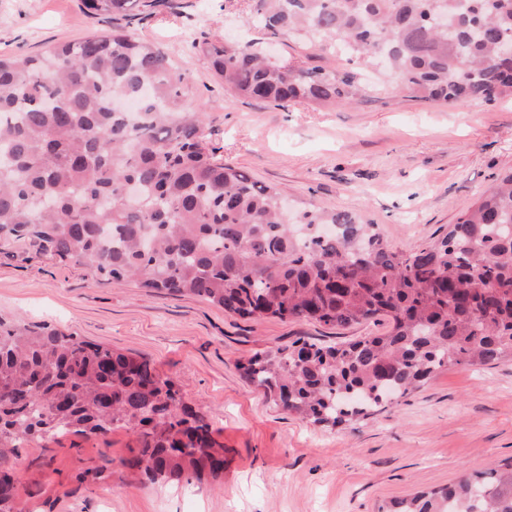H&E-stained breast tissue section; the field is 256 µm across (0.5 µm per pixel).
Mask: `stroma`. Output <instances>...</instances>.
I'll list each match as a JSON object with an SVG mask.
<instances>
[{
	"label": "stroma",
	"mask_w": 512,
	"mask_h": 512,
	"mask_svg": "<svg viewBox=\"0 0 512 512\" xmlns=\"http://www.w3.org/2000/svg\"><path fill=\"white\" fill-rule=\"evenodd\" d=\"M134 21L140 38L171 51L203 105L205 136L225 163L308 206L344 209L407 251L445 235L459 214L512 170V97L448 107L408 96L365 73L364 101L282 110L225 93L193 47L232 39L299 58L309 46L268 44L224 0H172ZM80 0H0V54L29 55L111 31ZM0 319L49 324L146 358L171 379L224 447V473L150 483L123 460L134 434L31 440L16 468L21 512H385L462 475L512 462V361L451 366L375 415L336 426L276 407L238 362L304 336L321 341L384 333L385 323L340 330L316 321L250 319L194 296L97 283L86 266L0 247ZM99 478H89L91 470Z\"/></svg>",
	"instance_id": "stroma-1"
}]
</instances>
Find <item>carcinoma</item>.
Returning a JSON list of instances; mask_svg holds the SVG:
<instances>
[{
  "instance_id": "obj_1",
  "label": "carcinoma",
  "mask_w": 512,
  "mask_h": 512,
  "mask_svg": "<svg viewBox=\"0 0 512 512\" xmlns=\"http://www.w3.org/2000/svg\"><path fill=\"white\" fill-rule=\"evenodd\" d=\"M171 0H81L93 14L157 16ZM271 39L347 65L271 59L253 44L194 43L224 89L286 109L353 104L352 64L383 57L416 98L456 106L512 95V0H246ZM456 19L453 34L436 25ZM162 47L114 27L38 56L0 55V238L241 316L342 328L387 321L345 343L299 337L255 354L243 378L315 424L366 417L451 365L512 357V171L421 248L394 251L345 210L288 209L285 192L224 163L204 108ZM134 431L127 465L152 481L224 471L210 424L179 405L151 363L44 326L0 322V512L35 436ZM390 512H512V462L418 492Z\"/></svg>"
}]
</instances>
